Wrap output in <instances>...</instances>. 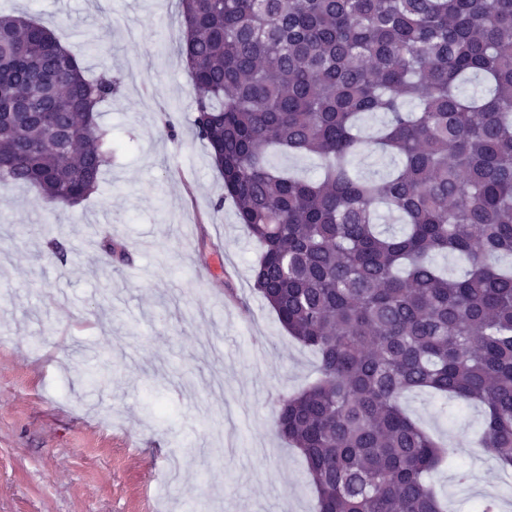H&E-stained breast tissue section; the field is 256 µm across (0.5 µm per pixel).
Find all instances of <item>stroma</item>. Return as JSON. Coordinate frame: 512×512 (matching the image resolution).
I'll return each mask as SVG.
<instances>
[{"instance_id":"35a3bbf8","label":"stroma","mask_w":512,"mask_h":512,"mask_svg":"<svg viewBox=\"0 0 512 512\" xmlns=\"http://www.w3.org/2000/svg\"><path fill=\"white\" fill-rule=\"evenodd\" d=\"M1 12L48 26L121 86L99 107L120 149L82 205L0 184V512H315L275 416L317 357L254 291L260 251L232 202L214 206L224 183L193 126L178 0ZM403 407L451 450L431 475L448 512L485 498L512 512V473L473 446L479 405L417 391Z\"/></svg>"}]
</instances>
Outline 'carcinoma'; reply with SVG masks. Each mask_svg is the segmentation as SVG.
I'll list each match as a JSON object with an SVG mask.
<instances>
[{"label": "carcinoma", "mask_w": 512, "mask_h": 512, "mask_svg": "<svg viewBox=\"0 0 512 512\" xmlns=\"http://www.w3.org/2000/svg\"><path fill=\"white\" fill-rule=\"evenodd\" d=\"M179 4L194 127L261 251L253 288L319 358L275 420L317 512H444L428 477L450 453L406 392L483 404L476 445L512 468V269L495 264L512 256V0ZM117 87L46 26L0 15V183L87 200L112 163L98 106ZM366 145L397 166L353 175ZM268 147L317 157L320 175L288 174ZM381 206L402 232L380 230Z\"/></svg>", "instance_id": "obj_1"}]
</instances>
